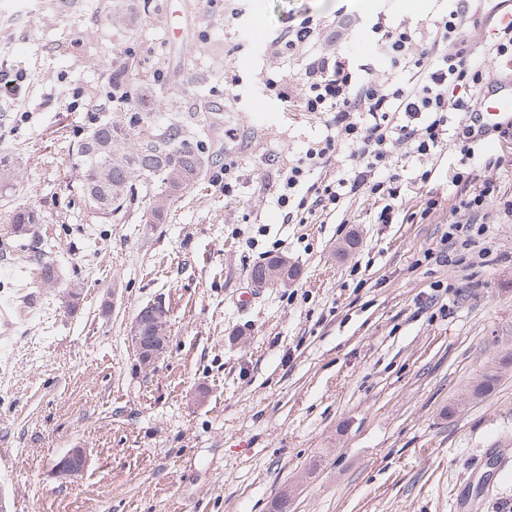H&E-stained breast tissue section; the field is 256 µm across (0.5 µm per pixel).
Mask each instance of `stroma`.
Wrapping results in <instances>:
<instances>
[{
    "instance_id": "obj_1",
    "label": "stroma",
    "mask_w": 512,
    "mask_h": 512,
    "mask_svg": "<svg viewBox=\"0 0 512 512\" xmlns=\"http://www.w3.org/2000/svg\"><path fill=\"white\" fill-rule=\"evenodd\" d=\"M116 2L0 0L27 20L0 27V70L23 78L17 98L0 97V152L22 171L17 203L50 218L38 232L61 286L82 289L65 314L25 251L0 256L9 512H268L288 485L290 512H512V167L493 174L501 197L473 227L483 255L467 268L447 257L460 158L451 143L429 182L403 160L394 223H377L362 197L310 224L284 222L270 160L287 165L325 135L327 117L289 108L259 78L296 73L276 32L291 17L335 23L338 0H243L237 20L224 0H183L186 49L167 41L166 0ZM446 8L348 2L354 15L414 29ZM146 15L153 28L128 42ZM228 69L239 77L230 92ZM145 70L163 72L160 91L185 118L217 113L213 163L164 223H144L141 199L118 222L82 216L68 197L81 179L68 145L92 113L138 111ZM228 157L240 177L230 199L214 182ZM430 199L437 206L421 217ZM277 253L298 279L255 291L250 268ZM158 301L170 311L168 353L147 371L126 330ZM492 367L496 387L472 397ZM77 445L88 467L61 485L51 466Z\"/></svg>"
}]
</instances>
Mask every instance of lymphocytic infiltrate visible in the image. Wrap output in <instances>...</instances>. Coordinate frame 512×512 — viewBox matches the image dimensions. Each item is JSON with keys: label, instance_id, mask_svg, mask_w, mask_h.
I'll return each mask as SVG.
<instances>
[{"label": "lymphocytic infiltrate", "instance_id": "lymphocytic-infiltrate-1", "mask_svg": "<svg viewBox=\"0 0 512 512\" xmlns=\"http://www.w3.org/2000/svg\"><path fill=\"white\" fill-rule=\"evenodd\" d=\"M485 2L448 0L446 14L431 20L420 37L378 14L371 26L382 61L378 69L354 66L348 51L323 47V30L313 17L281 30L276 43L284 53H303L302 67L291 78L263 77L266 91L290 107L330 115L327 135L306 143L278 172L275 200L284 221L305 224L345 200L366 196L382 203L378 222L392 223L401 196L399 162L428 161L447 142L453 120L462 129L458 146L470 166L454 177L453 210L465 219L453 222L452 234L468 239L500 193L492 171L512 166V157L481 154L467 122L478 108L467 89L482 86L495 64L512 61L511 24L497 27L481 55L467 47V32ZM402 70L408 79H397ZM341 149L349 167L343 177L328 179L325 170Z\"/></svg>", "mask_w": 512, "mask_h": 512}]
</instances>
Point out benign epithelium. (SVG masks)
<instances>
[{
    "instance_id": "7a95c632",
    "label": "benign epithelium",
    "mask_w": 512,
    "mask_h": 512,
    "mask_svg": "<svg viewBox=\"0 0 512 512\" xmlns=\"http://www.w3.org/2000/svg\"><path fill=\"white\" fill-rule=\"evenodd\" d=\"M295 264L281 254L264 266L256 279H251L254 288L264 291L282 288L295 280ZM169 309L162 303L146 306L130 323L127 341L135 350L139 363L145 370L155 368L164 360L168 346ZM88 466L87 450L80 447L69 449L57 459L51 468L54 478L64 485L77 482Z\"/></svg>"
}]
</instances>
